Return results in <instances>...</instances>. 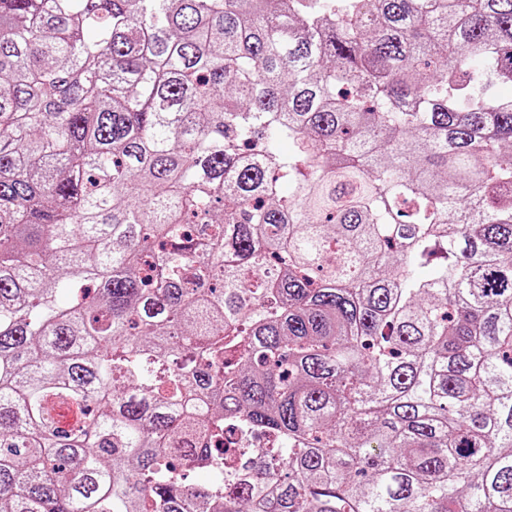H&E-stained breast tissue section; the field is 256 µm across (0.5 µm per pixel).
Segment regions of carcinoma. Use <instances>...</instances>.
<instances>
[{
	"label": "carcinoma",
	"instance_id": "cac0c4a2",
	"mask_svg": "<svg viewBox=\"0 0 512 512\" xmlns=\"http://www.w3.org/2000/svg\"><path fill=\"white\" fill-rule=\"evenodd\" d=\"M503 84L512 0H0V512H512Z\"/></svg>",
	"mask_w": 512,
	"mask_h": 512
}]
</instances>
